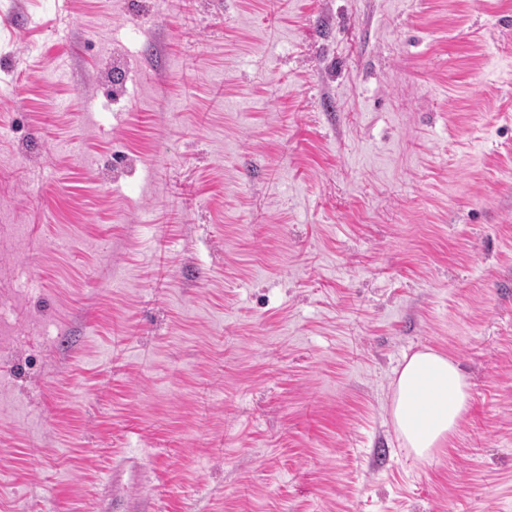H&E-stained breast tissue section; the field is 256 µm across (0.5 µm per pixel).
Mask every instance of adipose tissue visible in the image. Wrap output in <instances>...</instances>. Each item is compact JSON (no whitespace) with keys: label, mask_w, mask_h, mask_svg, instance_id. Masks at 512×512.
<instances>
[{"label":"adipose tissue","mask_w":512,"mask_h":512,"mask_svg":"<svg viewBox=\"0 0 512 512\" xmlns=\"http://www.w3.org/2000/svg\"><path fill=\"white\" fill-rule=\"evenodd\" d=\"M469 384L448 355L425 348L406 358L391 393V418L417 457L432 458L450 444L469 407Z\"/></svg>","instance_id":"obj_1"}]
</instances>
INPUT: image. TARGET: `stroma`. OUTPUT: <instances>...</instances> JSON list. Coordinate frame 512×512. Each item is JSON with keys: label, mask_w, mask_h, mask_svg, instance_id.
<instances>
[{"label": "stroma", "mask_w": 512, "mask_h": 512, "mask_svg": "<svg viewBox=\"0 0 512 512\" xmlns=\"http://www.w3.org/2000/svg\"><path fill=\"white\" fill-rule=\"evenodd\" d=\"M0 512H512V0H0ZM469 399L466 376L448 355L424 348L406 357L390 400L404 447L422 459L441 452L455 436Z\"/></svg>", "instance_id": "35a3bbf8"}]
</instances>
